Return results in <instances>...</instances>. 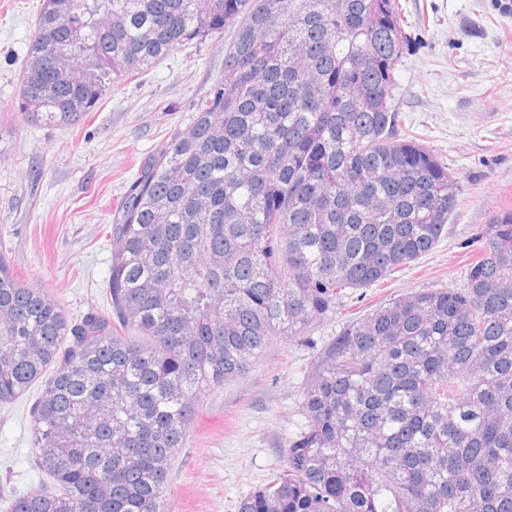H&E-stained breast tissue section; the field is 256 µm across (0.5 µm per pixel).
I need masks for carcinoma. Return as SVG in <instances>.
Here are the masks:
<instances>
[{
  "instance_id": "obj_1",
  "label": "carcinoma",
  "mask_w": 512,
  "mask_h": 512,
  "mask_svg": "<svg viewBox=\"0 0 512 512\" xmlns=\"http://www.w3.org/2000/svg\"><path fill=\"white\" fill-rule=\"evenodd\" d=\"M232 26L224 80L115 211L112 314L69 318L0 255V404L51 371L31 433L55 490L11 512H167L202 390L447 233L458 182L398 134V0H42L18 110L72 126ZM472 243L463 287L395 298L318 352L286 470L239 512H512V209Z\"/></svg>"
}]
</instances>
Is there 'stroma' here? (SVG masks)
I'll return each instance as SVG.
<instances>
[{
    "label": "stroma",
    "mask_w": 512,
    "mask_h": 512,
    "mask_svg": "<svg viewBox=\"0 0 512 512\" xmlns=\"http://www.w3.org/2000/svg\"><path fill=\"white\" fill-rule=\"evenodd\" d=\"M40 0H0V255L76 318L109 311L110 224L144 159L188 126L199 95L224 77L232 29L178 48L110 86L72 126L27 123L21 66ZM411 44L396 65L407 130L456 177L448 235L393 279L346 298L306 339L274 340L244 377L203 391L168 474L169 512H238L286 467L301 431L302 393L317 353L349 318L422 289L458 288L479 225L512 208V11L496 0H399ZM42 390L0 405V512L51 486L33 453L31 409Z\"/></svg>",
    "instance_id": "stroma-1"
}]
</instances>
